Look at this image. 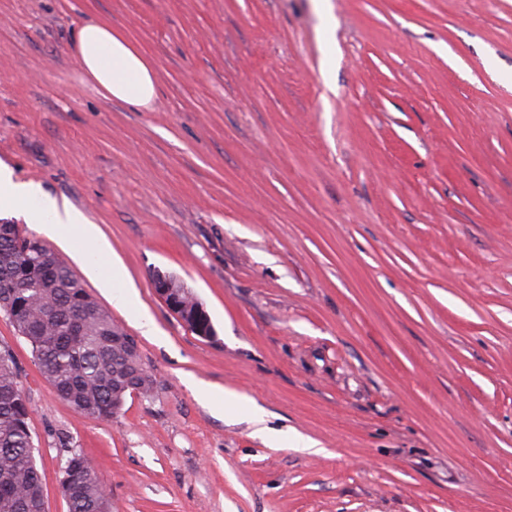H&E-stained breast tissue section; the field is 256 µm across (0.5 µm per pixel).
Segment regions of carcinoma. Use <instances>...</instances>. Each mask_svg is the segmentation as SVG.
Here are the masks:
<instances>
[{
  "instance_id": "1",
  "label": "carcinoma",
  "mask_w": 512,
  "mask_h": 512,
  "mask_svg": "<svg viewBox=\"0 0 512 512\" xmlns=\"http://www.w3.org/2000/svg\"><path fill=\"white\" fill-rule=\"evenodd\" d=\"M0 311L31 346L38 368L78 414L110 419L127 393L152 385L134 341L112 335V317L34 235L0 224ZM30 410L11 354L0 358V512H44ZM69 512H111L92 462L79 448L61 468Z\"/></svg>"
}]
</instances>
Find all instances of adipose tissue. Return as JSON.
<instances>
[{
    "instance_id": "adipose-tissue-1",
    "label": "adipose tissue",
    "mask_w": 512,
    "mask_h": 512,
    "mask_svg": "<svg viewBox=\"0 0 512 512\" xmlns=\"http://www.w3.org/2000/svg\"><path fill=\"white\" fill-rule=\"evenodd\" d=\"M75 50L82 71L108 99L139 109L154 102L157 88L152 65L121 31L102 22H87L77 32ZM2 211L23 214L30 223L41 225L43 232L60 245L80 240L82 254L89 259L86 273L101 288L119 286L126 294H134L133 282L126 278L110 241L98 225L90 223L80 210L46 194L40 184L16 180L13 170L0 162Z\"/></svg>"
}]
</instances>
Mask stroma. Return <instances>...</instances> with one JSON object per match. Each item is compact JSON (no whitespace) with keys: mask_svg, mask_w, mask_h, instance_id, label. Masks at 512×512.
I'll list each match as a JSON object with an SVG mask.
<instances>
[{"mask_svg":"<svg viewBox=\"0 0 512 512\" xmlns=\"http://www.w3.org/2000/svg\"><path fill=\"white\" fill-rule=\"evenodd\" d=\"M87 21L149 59L150 108L82 72ZM0 162L99 225L127 301L55 251L153 376L79 415L0 315L45 512L76 447L112 512H512V0H0ZM152 284L156 294L190 333L199 337L215 335L214 326L204 305L187 288L159 271L154 274ZM204 316H207L208 322Z\"/></svg>","mask_w":512,"mask_h":512,"instance_id":"stroma-1","label":"stroma"}]
</instances>
